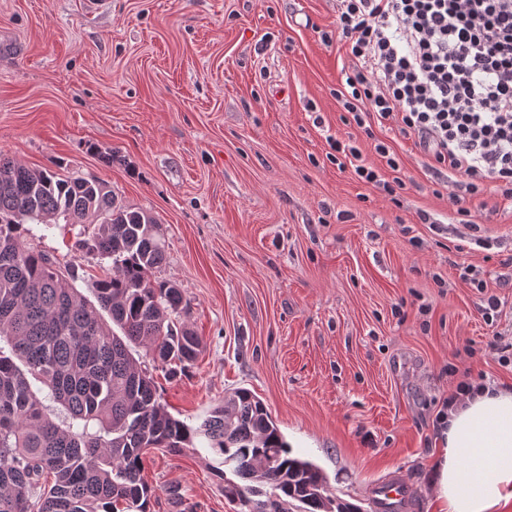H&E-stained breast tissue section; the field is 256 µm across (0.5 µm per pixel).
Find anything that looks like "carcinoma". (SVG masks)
I'll use <instances>...</instances> for the list:
<instances>
[{
    "label": "carcinoma",
    "instance_id": "1",
    "mask_svg": "<svg viewBox=\"0 0 512 512\" xmlns=\"http://www.w3.org/2000/svg\"><path fill=\"white\" fill-rule=\"evenodd\" d=\"M60 219L81 225L78 246L109 262L95 284L96 306L54 257L24 242V224ZM166 251L156 221L116 204L106 182L0 154V512H150L155 490L141 476L144 455L180 453L194 431L160 403L130 345L173 377L202 350L182 320L179 288L155 276ZM43 393L64 420L49 416ZM200 431L245 481L224 479V496L240 512H288L293 503L300 512H357L328 495L317 465L291 455L250 390L224 398Z\"/></svg>",
    "mask_w": 512,
    "mask_h": 512
}]
</instances>
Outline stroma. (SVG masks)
Segmentation results:
<instances>
[{"mask_svg":"<svg viewBox=\"0 0 512 512\" xmlns=\"http://www.w3.org/2000/svg\"><path fill=\"white\" fill-rule=\"evenodd\" d=\"M348 64L336 0H109L93 14L85 0H0V153L34 169L64 161L157 221L168 245L157 276L180 288L203 345L185 374L153 372L175 418L198 427L249 389L331 497L375 512L374 486L395 473L414 512H437L428 479L449 365L512 387V365L484 353L493 336L512 342V209L490 215V194L466 195L493 247H444L453 207L414 139L343 121ZM334 138L373 164L386 141L400 204L339 170ZM77 233L36 224L28 241L90 299L100 259ZM463 262L504 298L498 324L459 281ZM224 472L201 435L179 454L150 452L151 512H238ZM172 483L182 504L165 494Z\"/></svg>","mask_w":512,"mask_h":512,"instance_id":"stroma-1","label":"stroma"}]
</instances>
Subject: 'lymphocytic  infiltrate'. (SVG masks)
Returning <instances> with one entry per match:
<instances>
[{
  "label": "lymphocytic infiltrate",
  "instance_id": "1",
  "mask_svg": "<svg viewBox=\"0 0 512 512\" xmlns=\"http://www.w3.org/2000/svg\"><path fill=\"white\" fill-rule=\"evenodd\" d=\"M336 13L351 59L336 93L346 122L396 126L445 187L512 203V0H336ZM332 148L339 169L398 199L388 144L374 143L378 166L352 143Z\"/></svg>",
  "mask_w": 512,
  "mask_h": 512
}]
</instances>
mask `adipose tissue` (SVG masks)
Returning a JSON list of instances; mask_svg holds the SVG:
<instances>
[{
    "mask_svg": "<svg viewBox=\"0 0 512 512\" xmlns=\"http://www.w3.org/2000/svg\"><path fill=\"white\" fill-rule=\"evenodd\" d=\"M432 468L438 512H501L512 503V391L485 385L450 411Z\"/></svg>",
    "mask_w": 512,
    "mask_h": 512,
    "instance_id": "1",
    "label": "adipose tissue"
}]
</instances>
